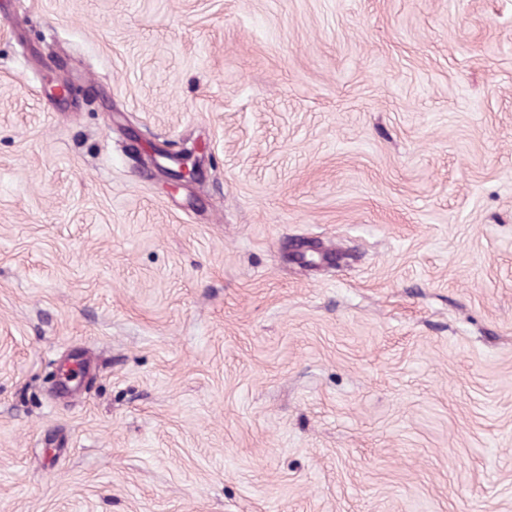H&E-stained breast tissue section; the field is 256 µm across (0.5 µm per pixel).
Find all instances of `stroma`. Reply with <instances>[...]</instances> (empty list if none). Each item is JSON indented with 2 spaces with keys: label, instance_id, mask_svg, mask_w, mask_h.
Segmentation results:
<instances>
[{
  "label": "stroma",
  "instance_id": "obj_1",
  "mask_svg": "<svg viewBox=\"0 0 512 512\" xmlns=\"http://www.w3.org/2000/svg\"><path fill=\"white\" fill-rule=\"evenodd\" d=\"M10 2L0 512H512V0ZM209 145L204 140H196L186 147L179 155L170 156L163 151L154 150L156 158L166 159L165 167L168 173V181L164 190L167 193H177L195 172L194 161L197 157L206 154ZM315 257H317L321 262L328 264L332 263L334 260H336V263L338 262L337 256L334 257L332 254L323 251L321 246L314 242L296 244L292 250L293 260L302 264L314 263Z\"/></svg>",
  "mask_w": 512,
  "mask_h": 512
}]
</instances>
